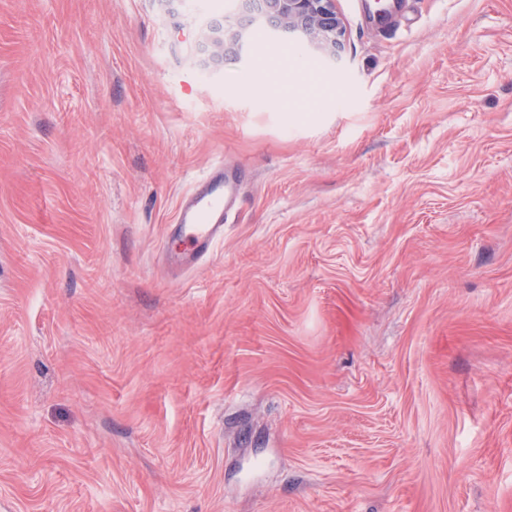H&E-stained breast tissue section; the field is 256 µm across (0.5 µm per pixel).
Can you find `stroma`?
I'll return each instance as SVG.
<instances>
[{
    "mask_svg": "<svg viewBox=\"0 0 512 512\" xmlns=\"http://www.w3.org/2000/svg\"><path fill=\"white\" fill-rule=\"evenodd\" d=\"M372 2L0 0V512H512V0ZM334 4V0H245L242 12L248 25L266 27L276 37L288 34L331 59L343 37ZM236 13L225 14L224 16V27L218 29V33L222 32L218 36H215L212 41L213 45V53L215 57L223 58L224 53L226 51V38L233 42V45L237 46V50L242 52L244 49V45L240 43V35L238 31L234 30V24L232 23V17ZM234 190L211 174L180 204L176 223L185 228L188 247L178 253L187 265L205 256L224 231V215L231 208Z\"/></svg>",
    "mask_w": 512,
    "mask_h": 512,
    "instance_id": "35a3bbf8",
    "label": "stroma"
}]
</instances>
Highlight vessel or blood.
Returning <instances> with one entry per match:
<instances>
[{
  "mask_svg": "<svg viewBox=\"0 0 512 512\" xmlns=\"http://www.w3.org/2000/svg\"><path fill=\"white\" fill-rule=\"evenodd\" d=\"M232 187L222 180L207 177L180 204L176 221L183 224L187 247L180 256L187 264H195L205 256L214 240L224 230V216L231 208Z\"/></svg>",
  "mask_w": 512,
  "mask_h": 512,
  "instance_id": "vessel-or-blood-1",
  "label": "vessel or blood"
}]
</instances>
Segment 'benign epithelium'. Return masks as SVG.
I'll return each instance as SVG.
<instances>
[{
    "instance_id": "benign-epithelium-1",
    "label": "benign epithelium",
    "mask_w": 512,
    "mask_h": 512,
    "mask_svg": "<svg viewBox=\"0 0 512 512\" xmlns=\"http://www.w3.org/2000/svg\"><path fill=\"white\" fill-rule=\"evenodd\" d=\"M335 0H243L242 12L250 26L268 28L275 36L288 35L300 39L308 47L333 58L341 48L343 28L334 7ZM233 14L224 16L220 35L213 38V53L224 56L226 40L243 51L240 35L234 30Z\"/></svg>"
}]
</instances>
